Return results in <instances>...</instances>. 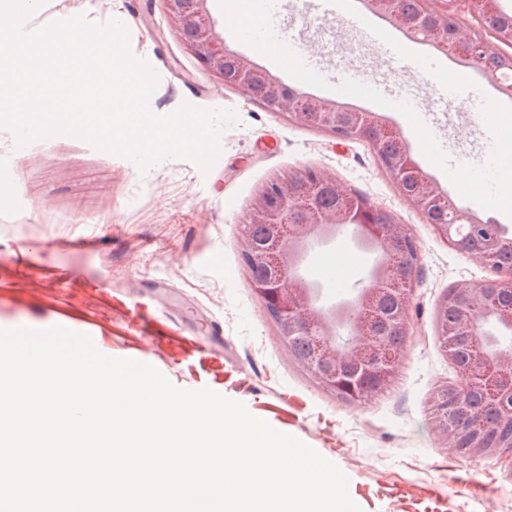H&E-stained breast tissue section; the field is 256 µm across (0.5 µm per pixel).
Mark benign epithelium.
Wrapping results in <instances>:
<instances>
[{
	"mask_svg": "<svg viewBox=\"0 0 512 512\" xmlns=\"http://www.w3.org/2000/svg\"><path fill=\"white\" fill-rule=\"evenodd\" d=\"M184 49L198 58L225 84L250 99L283 114L288 120L323 128L345 140L367 142L381 169L395 181L406 200L423 217L436 208L445 211L436 233L457 251L489 266L499 252H512V233L490 220L458 208L438 184L419 168L400 132L378 115L336 100L307 96L244 56L224 46V31L215 28L211 0H161ZM471 12L484 20L503 13L499 0H467ZM434 0H417L404 10L400 0H362L370 13L384 18L408 37L451 55L471 67L498 49L476 33L464 31V21L451 6L437 8ZM483 76L512 99V78L485 67ZM347 227L361 245L379 253L365 287L341 304H326L320 286L304 275L312 249L335 242ZM241 255L255 297L277 327L290 356L318 383L335 395L357 402L385 389L401 364V350L390 336L411 328V299L421 262L410 225L362 195L349 191L323 171L307 169L298 176L270 181L256 195L241 225ZM453 319H448V312ZM493 317L512 327V277L482 288L448 290L435 312L445 353L453 358L459 344L467 345L471 362L460 368L462 388L441 391L433 406L436 429L457 455L481 459L499 453L512 431L493 433L472 419L484 408L500 424L512 425V347H493L483 337V320ZM480 393L485 407L470 396Z\"/></svg>",
	"mask_w": 512,
	"mask_h": 512,
	"instance_id": "1",
	"label": "benign epithelium"
}]
</instances>
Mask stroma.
<instances>
[{
	"label": "stroma",
	"mask_w": 512,
	"mask_h": 512,
	"mask_svg": "<svg viewBox=\"0 0 512 512\" xmlns=\"http://www.w3.org/2000/svg\"><path fill=\"white\" fill-rule=\"evenodd\" d=\"M222 3L210 7L226 46L317 98H335L342 76L368 79L378 95L350 98V105L393 124L458 207L512 229V100L477 70L417 41L408 55H393L386 41L403 33L377 15L369 29L352 23L364 11L361 0L332 12L324 0H281L278 25L285 40L312 53L320 69L314 76L245 42L225 26ZM78 15L126 26L132 53L159 77L150 98L155 114L188 103L234 110L239 124L223 134L206 172L170 159L143 173L64 134L20 147L0 128V164L16 172L0 184V328L65 324L90 335L104 355L150 364L177 387H207L243 403L336 464L362 512H512V466L496 456L451 454L433 422L437 391L462 384L436 343L435 309L448 289L481 287L496 271L442 241L366 142L290 122L210 74L183 49L160 0H46L29 27ZM452 82L469 92L468 109L449 96ZM402 100L412 111L397 110ZM425 137L436 142L434 155L422 153ZM490 147L507 159L491 171ZM462 167L472 176L464 187L451 180ZM307 168L391 211L420 247L402 363L387 388L356 403L325 390L289 356L241 265L240 226L256 194ZM488 191L495 205L484 202ZM339 258L357 281L364 254L342 238L313 253L306 273L320 278Z\"/></svg>",
	"instance_id": "35a3bbf8"
}]
</instances>
